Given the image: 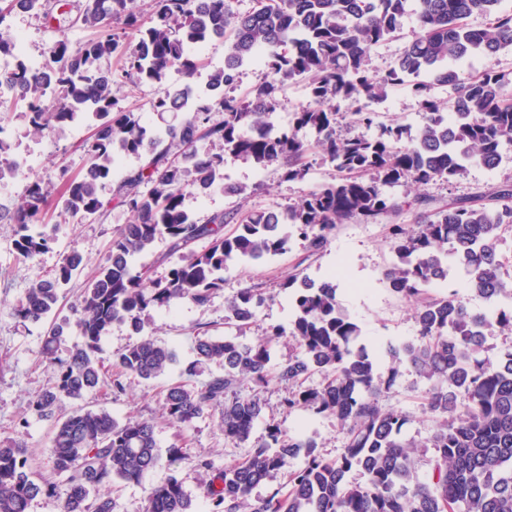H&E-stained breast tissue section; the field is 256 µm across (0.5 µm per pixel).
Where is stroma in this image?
Segmentation results:
<instances>
[{
    "mask_svg": "<svg viewBox=\"0 0 512 512\" xmlns=\"http://www.w3.org/2000/svg\"><path fill=\"white\" fill-rule=\"evenodd\" d=\"M7 24L14 33L23 37L27 55L34 58L40 56L47 43L59 36H67L74 43L90 36L88 30L78 25L66 30L56 24L45 25L42 19L31 13L12 14ZM118 93L124 103L135 106L147 127L174 125L182 119L178 113L152 110L151 104L159 93L155 84L125 81L119 84ZM369 109L384 116H393L414 129L420 126L424 117L418 100L405 85L391 89L383 102L370 104ZM89 134L88 124L76 121L56 125L49 134L41 137L32 132L25 113L11 111L1 116L0 140L8 146V158L22 163L23 170L16 180L0 182V206H14L29 178H40L54 187L59 183L60 169H68L73 174L82 172L87 163L82 142ZM307 162L309 170L303 180L284 182L274 169L261 170L248 161L226 158V181L247 186L250 190L248 197L228 195L219 186L203 198L186 195L184 206L199 219L222 211L241 216L251 209L285 207L304 192L331 182L336 175L334 168L323 162L318 154H309ZM505 184H512L510 145L504 147L502 160L496 168L471 163L464 176L452 183L440 181L424 187L401 185L390 189L389 194L405 204L397 217L398 223L410 224L417 213L412 206L415 197H427V208L434 211L476 189L487 190ZM131 219L127 209L116 204L111 205L103 221L63 219L58 217L56 209H49L44 230L53 239L51 248L27 262L20 260L13 248L15 225L0 222V444L10 440L23 442L42 470L50 468L51 423L30 415L28 400L52 383L53 372L40 356L42 325L20 321L14 316L13 308L32 280L59 264L63 255L78 253L91 269L102 263L113 233L119 226L130 223ZM391 262L384 223L353 221L339 225L320 252H309L302 242L296 241L288 252L263 264H229L224 272L223 288L207 306L199 307L185 301L169 309L151 310L144 331L175 351L176 365L151 381L128 380L123 393L107 395L97 389L86 393L82 401L66 399L58 406L62 412L72 411L81 404L102 408L120 421L128 418L157 420L156 437L160 447L166 449L176 445L182 448L184 456L178 464L160 465L142 483L122 485L115 495L117 512H142L148 487L173 475L182 479L192 498H199L200 490L193 467L196 457H209L219 468L236 463L246 456L252 442L265 439L273 426L290 437L313 439L317 454L324 458L333 459L340 454L343 436L335 419L309 412H287L283 400L288 388L275 382L260 391L248 379L237 386L240 396L256 394L265 404L246 442L225 440L218 427L221 411L217 408L210 416L189 427H178L160 420L163 390L179 381L182 364L193 360L198 333L236 335V328L224 323L225 299L256 285L268 289V297L257 308L255 320L244 336L245 342L251 343L260 339L269 326H289L294 314L293 304L281 284L290 274L301 273L319 280L339 264L344 265L346 273L345 281L338 286L339 307L358 325L360 343L380 357L381 369L397 367L395 382L379 403L409 416L404 436L419 442L418 477L427 480L428 461L432 456L431 449L424 446L432 432L425 398L429 383L407 364H393L386 354L387 345L411 342L418 336L413 308L396 297L383 279V273Z\"/></svg>",
    "mask_w": 512,
    "mask_h": 512,
    "instance_id": "1",
    "label": "stroma"
}]
</instances>
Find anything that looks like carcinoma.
Returning <instances> with one entry per match:
<instances>
[{"label":"carcinoma","instance_id":"1","mask_svg":"<svg viewBox=\"0 0 512 512\" xmlns=\"http://www.w3.org/2000/svg\"><path fill=\"white\" fill-rule=\"evenodd\" d=\"M500 3L256 0L252 11L238 14L231 0H151L145 13L134 0H85L72 24L108 34L76 44L62 35L44 49L39 68L20 61L0 69V86L8 92L0 107L22 108L35 133L77 120L91 128L83 142L87 167L78 174L61 172L59 213L97 220L114 201L132 213L112 236L105 261L85 280L75 305L82 341L65 356L58 352L66 325L49 317L60 289L84 270L82 258L63 257L14 307L24 322L48 323L41 353L54 366L55 380L32 396L29 409L53 419L50 461L57 479L43 476L22 445L1 444L0 512H30L38 497L56 502L59 512H115L108 491L116 483L141 482L164 457L171 466L182 459L175 445L161 452L150 420L119 422L87 407L55 415L64 398L78 400L100 384L120 393L127 379L153 380L176 362L173 349L142 335L149 309L182 300L206 306L222 287L228 263H261L287 252L294 236L314 253L340 224L397 216L401 205L387 187L449 182L463 176L470 162L499 165L503 147L512 145V69L464 75L456 63L512 52V10ZM64 6V0H0V58L20 57L17 39L4 25L8 16L33 13L49 23ZM410 14L418 31L393 65L372 70L371 49L397 37ZM474 14L485 16V25L471 26ZM113 27L124 38L109 33ZM215 35L224 42V66L212 69L198 90L194 78L205 62L196 46ZM255 61L263 64L262 76L249 97L229 95L241 70ZM172 70L185 79L179 89L165 85ZM120 79L158 85L154 111L181 112L183 119L163 130L146 128L114 93ZM290 82L305 83L308 103L290 113L288 127L278 128L272 116ZM405 84L425 111L417 131L363 111V103L379 102ZM436 86H449L452 94L440 100L432 94ZM340 101L356 105L345 114L349 126L374 127L376 134L337 135ZM303 131L314 140L301 137ZM201 140L210 143L203 153L196 149ZM315 148L337 177L285 208L249 212L230 234L224 225L233 217L216 212L201 222L184 207L187 193L203 197L221 185L227 156L295 181L305 178L302 160ZM122 154L142 163L113 183L106 201L99 186L112 178ZM50 195L34 178L12 209L0 211V220L17 226L13 248L23 261L50 249L52 238L37 228ZM508 231V184L425 213L414 226L387 225L393 261L384 279L394 295L414 306L418 337L386 353L430 381L427 412L435 428L424 483L415 478L417 444L403 437L410 419L378 403L392 377H383L376 357L358 343L359 327L339 308L336 279L314 281L298 273L280 284L291 290L289 342L297 353L275 372L270 352L284 336L279 326L251 344L233 336L197 338L196 358L181 373L194 377L202 365L218 362L224 374L199 386L167 388L163 414L169 422L189 426L222 404L224 438L248 440L263 411L259 397L235 392L238 380L249 377L260 386L275 380L294 387L286 409L335 418L344 439L340 456L327 460L315 453L312 440L288 438L274 428L234 465L220 469L198 458L194 468L206 512H512V347L494 361L484 356L487 329L512 334V263L499 254ZM159 239L169 242L170 253H182V260L153 278L147 269L136 270L135 261ZM201 239L209 241L206 250H187ZM456 276L492 306L491 314L471 309L457 293L431 294L432 286ZM264 300L263 289H243L224 301V324L243 330ZM115 322L127 324L137 340L113 357L115 372L105 379L100 342ZM314 372L324 374V384L302 386ZM301 452L305 466L288 469ZM353 470L362 471L365 482L350 481ZM281 471L287 473L285 485L251 499L255 486ZM143 512L198 510L183 481L171 476L148 489Z\"/></svg>","mask_w":512,"mask_h":512}]
</instances>
